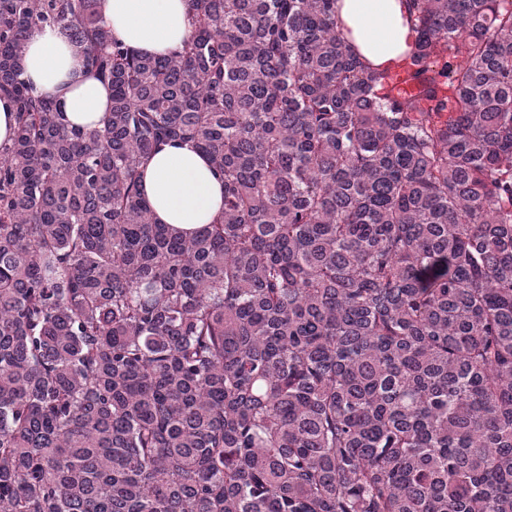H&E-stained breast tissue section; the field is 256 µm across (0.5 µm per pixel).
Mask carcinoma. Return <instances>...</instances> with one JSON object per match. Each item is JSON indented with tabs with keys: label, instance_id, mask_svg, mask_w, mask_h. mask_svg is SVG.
<instances>
[{
	"label": "carcinoma",
	"instance_id": "obj_1",
	"mask_svg": "<svg viewBox=\"0 0 512 512\" xmlns=\"http://www.w3.org/2000/svg\"><path fill=\"white\" fill-rule=\"evenodd\" d=\"M99 0H0V512H512V6L406 0L426 104L336 0H187L169 57ZM49 26L112 89L69 128ZM224 180L192 236L140 168ZM21 78L35 95L51 99L70 127H101L112 105L109 85L88 69L82 47L48 26L37 28L30 36ZM15 129V109L13 104L0 95V144L10 142ZM143 192L160 224L191 232L223 209V180L191 144H166L142 166Z\"/></svg>",
	"mask_w": 512,
	"mask_h": 512
}]
</instances>
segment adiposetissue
<instances>
[{"mask_svg":"<svg viewBox=\"0 0 512 512\" xmlns=\"http://www.w3.org/2000/svg\"><path fill=\"white\" fill-rule=\"evenodd\" d=\"M100 11L112 38L138 54L173 55L189 33L186 0H101ZM336 28L379 72L396 68L414 48L405 0H337ZM22 77L72 127H101L112 105L109 85L88 69L82 47L47 26L27 42ZM142 172L143 192L158 223L190 232L212 223L223 209L222 179L190 144L161 146Z\"/></svg>","mask_w":512,"mask_h":512,"instance_id":"ef3b65f1","label":"adipose tissue"}]
</instances>
